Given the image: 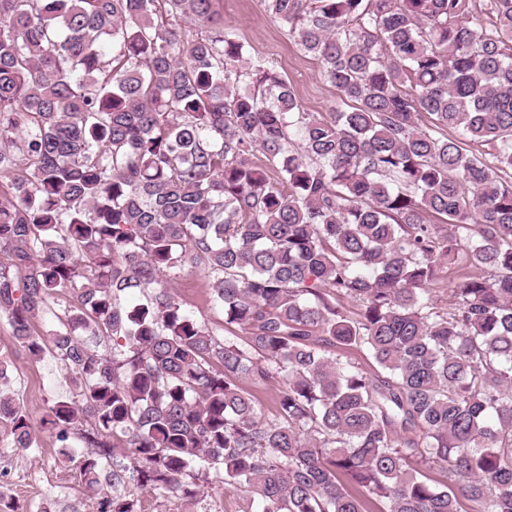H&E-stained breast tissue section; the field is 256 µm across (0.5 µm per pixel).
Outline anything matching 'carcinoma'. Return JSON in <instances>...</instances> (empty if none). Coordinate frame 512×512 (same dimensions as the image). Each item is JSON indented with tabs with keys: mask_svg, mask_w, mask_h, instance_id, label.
Listing matches in <instances>:
<instances>
[{
	"mask_svg": "<svg viewBox=\"0 0 512 512\" xmlns=\"http://www.w3.org/2000/svg\"><path fill=\"white\" fill-rule=\"evenodd\" d=\"M263 2L345 107L301 110L220 0H0V317L65 366L62 463L96 512H512V0ZM172 287L183 307L209 328H224V311L211 296L207 278L197 269L185 268L172 280ZM202 499L201 505L207 507V512H236L243 505L240 492L228 489H209Z\"/></svg>",
	"mask_w": 512,
	"mask_h": 512,
	"instance_id": "1",
	"label": "carcinoma"
}]
</instances>
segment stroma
<instances>
[{"label":"stroma","instance_id":"obj_1","mask_svg":"<svg viewBox=\"0 0 512 512\" xmlns=\"http://www.w3.org/2000/svg\"><path fill=\"white\" fill-rule=\"evenodd\" d=\"M225 27L235 31L252 54L265 58L269 66L293 87L307 112H328L339 104L337 89L321 73L320 63L305 55L289 40L285 30L266 13L263 0H221ZM172 286L183 307L207 327L221 329L224 311L211 296L208 281L197 269L178 272ZM0 357L10 360L11 390L33 421H40L49 406L67 395L69 382L64 370L50 356L35 361L11 337L6 318H0ZM14 473L11 485L0 484V493L15 501L20 512H37L44 500L55 503V512H94L95 501L83 485L78 467L64 469L58 457L54 434L40 432L35 448L18 452L9 425L0 423V469Z\"/></svg>","mask_w":512,"mask_h":512}]
</instances>
